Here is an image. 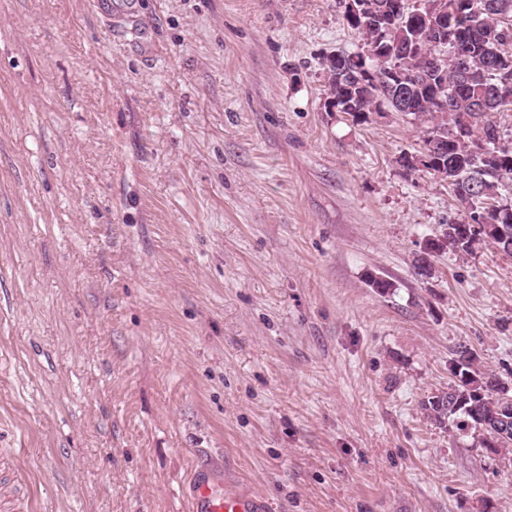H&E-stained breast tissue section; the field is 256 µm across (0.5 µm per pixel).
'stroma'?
Masks as SVG:
<instances>
[{"label":"stroma","mask_w":512,"mask_h":512,"mask_svg":"<svg viewBox=\"0 0 512 512\" xmlns=\"http://www.w3.org/2000/svg\"><path fill=\"white\" fill-rule=\"evenodd\" d=\"M111 3L0 0V449L33 512H188L206 459L275 512H512V452L420 409L461 342L512 379V255L427 251L468 218L400 163L422 125L326 108L362 46L336 0Z\"/></svg>","instance_id":"1"}]
</instances>
